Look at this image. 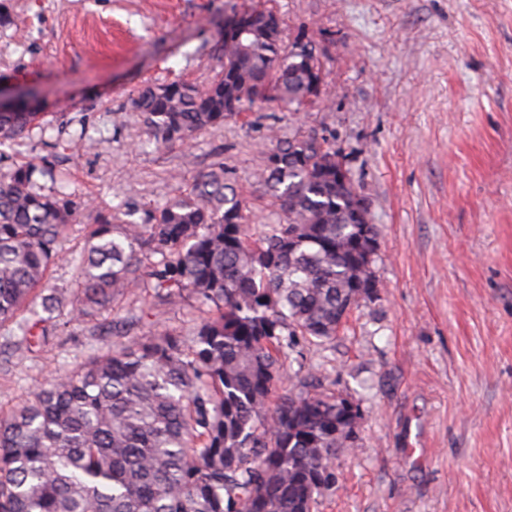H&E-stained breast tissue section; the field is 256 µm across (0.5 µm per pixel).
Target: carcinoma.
<instances>
[{"label": "carcinoma", "mask_w": 512, "mask_h": 512, "mask_svg": "<svg viewBox=\"0 0 512 512\" xmlns=\"http://www.w3.org/2000/svg\"><path fill=\"white\" fill-rule=\"evenodd\" d=\"M234 19L206 85L175 79L132 98L156 145L255 107L299 110L322 97L309 36L285 40L265 0H242ZM40 119L37 97L9 102L0 146ZM255 178L275 207L256 236L221 162L141 224L96 214L71 258V299L45 276L91 203L44 162L16 163L0 179V324L17 323V351L46 338L56 314L79 321L149 290L160 305L186 297L203 313L188 335L130 338L1 416L0 512H315L335 486L336 459L356 447L359 407L299 370L274 396L279 359L301 339L332 341L372 300L378 229L346 156L326 139L275 138Z\"/></svg>", "instance_id": "cac0c4a2"}]
</instances>
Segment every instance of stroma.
Masks as SVG:
<instances>
[{"label": "stroma", "instance_id": "obj_1", "mask_svg": "<svg viewBox=\"0 0 512 512\" xmlns=\"http://www.w3.org/2000/svg\"><path fill=\"white\" fill-rule=\"evenodd\" d=\"M0 86H32L46 133L0 147L48 161L69 190L141 222L223 162L252 230L273 213L254 173L270 133L326 136L360 178L377 224L378 297L334 341L280 359L358 405L357 446L318 512H512V0H275L286 39L321 54L326 99L225 120L189 143L149 144L131 100L147 84H205L229 0H0ZM74 223L48 283L74 289ZM190 302L116 300L13 355L0 326V416L129 336L188 332Z\"/></svg>", "mask_w": 512, "mask_h": 512}]
</instances>
